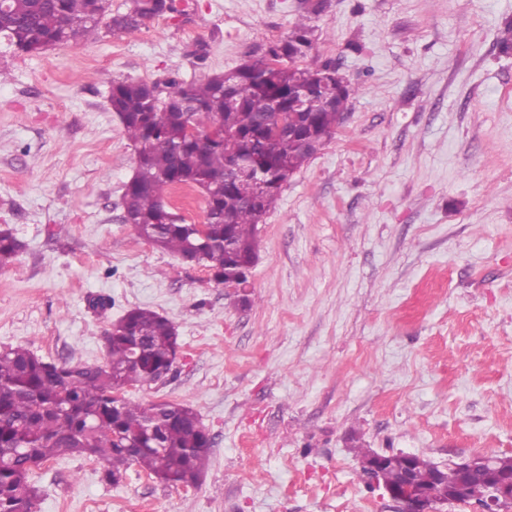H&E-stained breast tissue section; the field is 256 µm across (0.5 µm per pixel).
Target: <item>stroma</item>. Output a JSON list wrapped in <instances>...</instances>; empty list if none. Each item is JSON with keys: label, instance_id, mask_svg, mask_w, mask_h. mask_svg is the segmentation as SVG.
I'll return each mask as SVG.
<instances>
[{"label": "stroma", "instance_id": "35a3bbf8", "mask_svg": "<svg viewBox=\"0 0 512 512\" xmlns=\"http://www.w3.org/2000/svg\"><path fill=\"white\" fill-rule=\"evenodd\" d=\"M182 2L129 34L0 44V228L25 244L0 268V350L101 364L110 323L153 310L179 358L126 396L190 406L212 437L188 488L44 463L37 512H397L355 446L512 456V55L496 46L512 0H327L312 16L306 66L335 61L359 91L259 224L243 292L122 222L135 151L108 94L257 59L301 0Z\"/></svg>", "mask_w": 512, "mask_h": 512}]
</instances>
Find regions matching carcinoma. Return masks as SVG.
I'll return each mask as SVG.
<instances>
[{"mask_svg":"<svg viewBox=\"0 0 512 512\" xmlns=\"http://www.w3.org/2000/svg\"><path fill=\"white\" fill-rule=\"evenodd\" d=\"M0 40L32 54L87 40L105 26L136 31L165 15L162 0H127L112 12L109 0H5ZM314 46L313 29L296 23L288 37L267 50L285 56L277 68L268 55L229 73H214L188 85L175 77L111 84L109 105L134 144V173L125 184L122 221L143 228L152 245L184 259L198 257L212 277L233 282L243 263L257 259L256 230L275 208L281 185L307 164L335 134L357 87L343 80L321 89L330 60L302 65ZM304 88L312 110L293 106L290 91ZM295 116L299 134H272L275 94ZM202 135L190 140L187 126ZM217 125L223 135L207 131ZM196 188L206 202L203 227L164 207L172 190ZM24 243L0 230V267L11 263ZM179 347L174 324L144 308L129 310L106 333V363L46 361L23 347L0 350V512H35L38 490L32 471L68 455L102 465L117 482L134 463L150 478L177 485L206 468L212 439L197 412L174 403L141 404L124 395L171 371ZM406 457L389 455L387 484H399ZM432 461L415 458L414 484L431 489Z\"/></svg>","mask_w":512,"mask_h":512,"instance_id":"1","label":"carcinoma"}]
</instances>
